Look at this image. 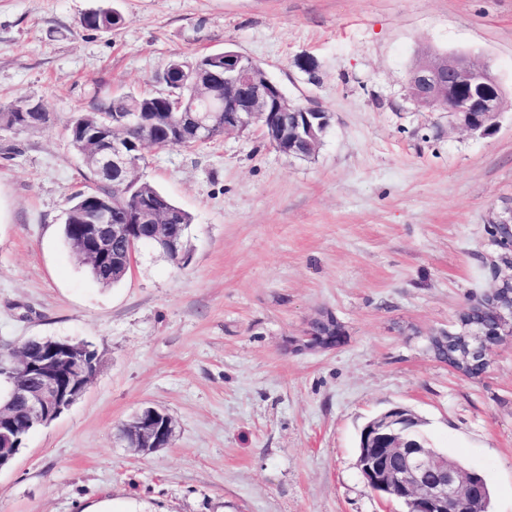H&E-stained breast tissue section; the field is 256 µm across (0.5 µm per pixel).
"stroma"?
Masks as SVG:
<instances>
[{
  "label": "stroma",
  "mask_w": 512,
  "mask_h": 512,
  "mask_svg": "<svg viewBox=\"0 0 512 512\" xmlns=\"http://www.w3.org/2000/svg\"><path fill=\"white\" fill-rule=\"evenodd\" d=\"M103 4L124 23L83 29ZM426 47L492 63L490 130L414 105ZM224 48L328 112L326 136L307 160L253 127L148 150L136 174L192 215L189 260L144 247L98 284L61 234L85 186L78 109L162 91L171 56ZM0 102L47 115L0 127V350L41 336L96 354L85 394L0 470V512H400L357 469L360 427L393 407L512 512V335L475 377L430 344L512 272L486 231L512 204V0H0ZM328 312L343 342L305 348ZM149 406L174 432L142 454L120 429Z\"/></svg>",
  "instance_id": "1"
}]
</instances>
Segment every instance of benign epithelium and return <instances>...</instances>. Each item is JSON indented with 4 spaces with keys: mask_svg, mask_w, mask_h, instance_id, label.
<instances>
[{
    "mask_svg": "<svg viewBox=\"0 0 512 512\" xmlns=\"http://www.w3.org/2000/svg\"><path fill=\"white\" fill-rule=\"evenodd\" d=\"M224 101L217 100L214 83L187 73L173 64L165 75L168 85H186L200 112L211 119L224 118V133L257 127L264 140L280 153L292 157L295 145L319 148L329 125V113L303 106L286 97L279 84L262 66L240 52H224V70L217 75ZM410 96L421 109H445L464 129L486 130L501 112L503 91L491 65L466 54H439L424 50L408 71ZM135 114L120 130L104 125L100 116L83 114L70 129L81 144L79 157L122 182H135L137 160L134 150L152 140L145 134L166 122L171 141L183 148L197 147L205 140L203 124L187 123L184 115ZM40 107L30 103L13 119L11 127L37 125ZM72 220L83 224L76 241L79 251L94 263L105 264L115 246L124 247L127 265H132L140 247L162 249L174 261L186 255L185 240L172 235L169 216L139 197L127 209L126 223H112V200L89 195L84 208ZM312 345L329 349L339 341L327 318L310 324ZM11 399L0 402V470L11 465L21 448L19 439L29 428L43 427L69 408L86 390L95 371L85 347L66 341H47L37 346L27 341L11 352ZM419 420L411 413L393 408L365 425L357 467L367 484L382 500L406 506V512H479L483 481L425 446L419 439ZM173 433L172 419L155 408H145L122 427L129 447L149 453L167 446Z\"/></svg>",
    "mask_w": 512,
    "mask_h": 512,
    "instance_id": "benign-epithelium-1",
    "label": "benign epithelium"
}]
</instances>
